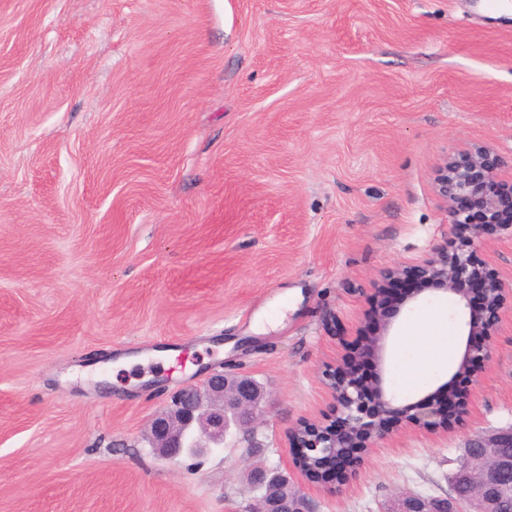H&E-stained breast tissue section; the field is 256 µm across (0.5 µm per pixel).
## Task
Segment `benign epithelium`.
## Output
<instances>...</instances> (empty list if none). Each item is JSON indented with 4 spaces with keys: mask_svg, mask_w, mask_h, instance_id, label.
<instances>
[{
    "mask_svg": "<svg viewBox=\"0 0 512 512\" xmlns=\"http://www.w3.org/2000/svg\"><path fill=\"white\" fill-rule=\"evenodd\" d=\"M437 191L446 205L448 242L414 269L394 265L379 273L377 305L391 300L392 309H375L376 331L366 339L365 351L375 362V375L362 386L341 375L358 353L353 348L346 362L325 371L324 385L332 400L331 412L318 420H303L285 432V470L256 469L249 481L258 495L244 512H280L282 484L299 475L307 481L305 465L318 472L347 475L364 456L389 441L404 427L431 435L448 432V423L468 426L473 393L455 394L443 384L425 397L402 406L385 385V352L396 313L421 301L424 290L453 297L466 338L453 374L475 376L491 358L493 336L506 309L512 310V285L478 263L474 252L487 224L512 231V189L505 186L490 164L489 151L477 147L446 159L437 178ZM481 299L487 321L476 322L471 305ZM262 387L247 375L211 371L199 385H187L171 405L157 413L146 441L156 454L169 460L198 458L224 449L232 433L250 435L267 414ZM451 493L426 497L402 492L386 512H496L512 496V426L491 435L467 440L450 477ZM296 507L291 512H312L304 487L294 483Z\"/></svg>",
    "mask_w": 512,
    "mask_h": 512,
    "instance_id": "obj_1",
    "label": "benign epithelium"
}]
</instances>
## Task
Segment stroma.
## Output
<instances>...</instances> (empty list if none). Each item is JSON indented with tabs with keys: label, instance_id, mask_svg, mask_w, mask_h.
Returning <instances> with one entry per match:
<instances>
[{
	"label": "stroma",
	"instance_id": "obj_1",
	"mask_svg": "<svg viewBox=\"0 0 512 512\" xmlns=\"http://www.w3.org/2000/svg\"><path fill=\"white\" fill-rule=\"evenodd\" d=\"M512 180V14L482 0H0V512H237L322 374L370 334L380 271L445 246L444 160ZM478 258L512 281V234ZM401 311L386 378L449 379ZM269 399L262 450L172 462L150 418L207 368ZM512 426V312L471 430ZM469 432L398 434L315 512L448 493Z\"/></svg>",
	"mask_w": 512,
	"mask_h": 512
}]
</instances>
